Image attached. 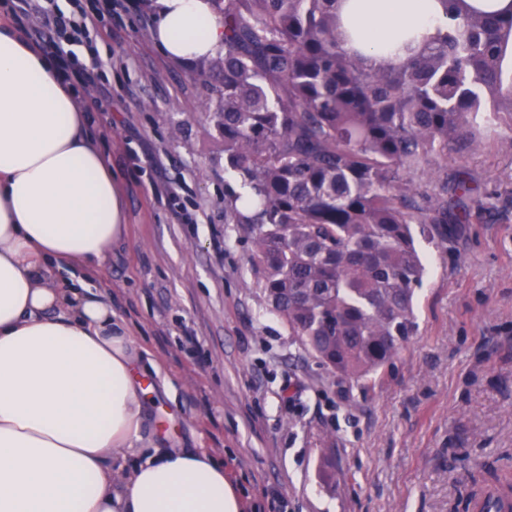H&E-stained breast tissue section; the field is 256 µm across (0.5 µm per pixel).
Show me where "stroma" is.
<instances>
[{
  "label": "stroma",
  "mask_w": 512,
  "mask_h": 512,
  "mask_svg": "<svg viewBox=\"0 0 512 512\" xmlns=\"http://www.w3.org/2000/svg\"><path fill=\"white\" fill-rule=\"evenodd\" d=\"M102 10L112 68L76 90L123 192L125 231L92 294L161 364L150 403L168 446L224 464L242 512H448L484 464L512 454V117L449 154L494 207L460 236H417L418 333L357 385L306 354L272 311L253 248L224 207L233 178L202 65L168 61L149 0Z\"/></svg>",
  "instance_id": "35a3bbf8"
}]
</instances>
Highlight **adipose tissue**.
Here are the masks:
<instances>
[{
	"mask_svg": "<svg viewBox=\"0 0 512 512\" xmlns=\"http://www.w3.org/2000/svg\"><path fill=\"white\" fill-rule=\"evenodd\" d=\"M153 39L192 65L224 48L209 0H153ZM371 64L432 34L439 0H343ZM118 180L71 86L0 18V512H240L205 448L152 436L143 376L156 370L111 300L58 270L102 267L123 234Z\"/></svg>",
	"mask_w": 512,
	"mask_h": 512,
	"instance_id": "obj_1",
	"label": "adipose tissue"
}]
</instances>
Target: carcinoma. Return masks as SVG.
I'll return each instance as SVG.
<instances>
[{"mask_svg":"<svg viewBox=\"0 0 512 512\" xmlns=\"http://www.w3.org/2000/svg\"><path fill=\"white\" fill-rule=\"evenodd\" d=\"M224 55L209 62L224 203L261 286L304 351L356 382L417 334L425 266L413 225L453 233L475 187L432 165L477 145L484 112L512 116L509 15L440 0L433 40L372 66L346 47L340 0H210Z\"/></svg>","mask_w":512,"mask_h":512,"instance_id":"obj_1","label":"carcinoma"}]
</instances>
